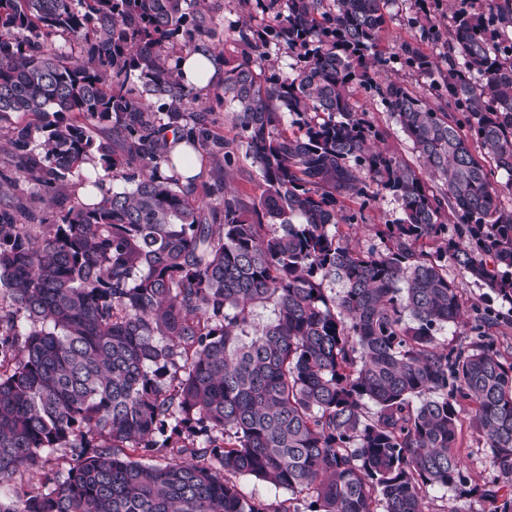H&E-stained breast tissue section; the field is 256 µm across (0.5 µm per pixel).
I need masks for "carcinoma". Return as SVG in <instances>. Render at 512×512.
I'll return each mask as SVG.
<instances>
[{
  "mask_svg": "<svg viewBox=\"0 0 512 512\" xmlns=\"http://www.w3.org/2000/svg\"><path fill=\"white\" fill-rule=\"evenodd\" d=\"M391 0H238L246 55L223 58L224 0H0V512H457L429 490L512 512V352L504 313L465 305L448 263L512 305V0L462 8L419 47L379 49ZM285 49L291 72L251 57ZM224 61L226 139L197 115L182 62ZM400 60L435 102L381 80ZM375 92L417 166L376 147L353 103ZM174 142L224 165L251 160L262 193L181 184ZM484 154L478 156L472 144ZM99 189L49 218L38 204L72 175ZM123 180L130 187H105ZM398 202L360 247L334 228L340 199ZM456 222L448 225V213ZM449 326L469 342L448 347ZM469 424L489 450L476 482ZM76 464L47 483V458ZM168 451L164 464L125 452ZM242 475L282 489L248 499Z\"/></svg>",
  "mask_w": 512,
  "mask_h": 512,
  "instance_id": "cac0c4a2",
  "label": "carcinoma"
}]
</instances>
